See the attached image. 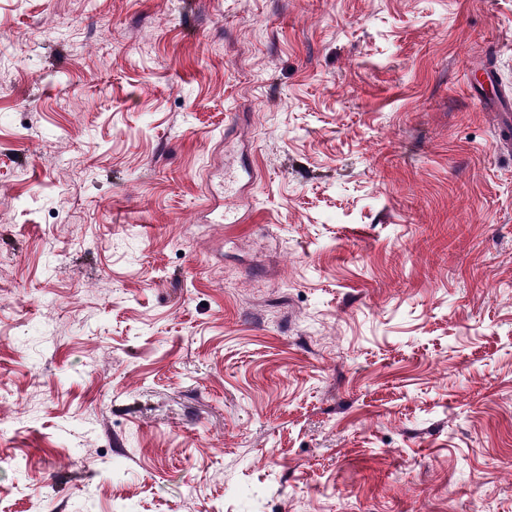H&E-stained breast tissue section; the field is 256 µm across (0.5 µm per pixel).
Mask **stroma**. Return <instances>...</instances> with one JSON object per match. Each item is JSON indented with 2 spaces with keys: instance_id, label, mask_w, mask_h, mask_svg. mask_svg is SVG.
<instances>
[{
  "instance_id": "1",
  "label": "stroma",
  "mask_w": 512,
  "mask_h": 512,
  "mask_svg": "<svg viewBox=\"0 0 512 512\" xmlns=\"http://www.w3.org/2000/svg\"><path fill=\"white\" fill-rule=\"evenodd\" d=\"M504 91L512 0H0V512H512Z\"/></svg>"
}]
</instances>
